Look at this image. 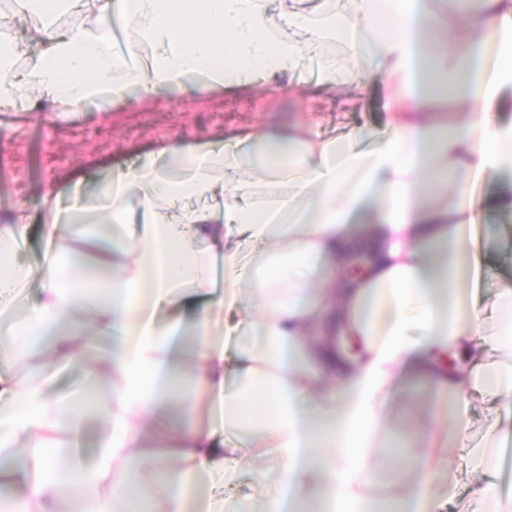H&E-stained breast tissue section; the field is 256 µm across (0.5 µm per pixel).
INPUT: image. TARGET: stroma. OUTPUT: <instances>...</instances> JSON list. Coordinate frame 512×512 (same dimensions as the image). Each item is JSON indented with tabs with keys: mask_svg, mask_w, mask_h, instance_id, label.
Here are the masks:
<instances>
[{
	"mask_svg": "<svg viewBox=\"0 0 512 512\" xmlns=\"http://www.w3.org/2000/svg\"><path fill=\"white\" fill-rule=\"evenodd\" d=\"M384 96L383 86L374 81L360 92L331 88L315 97L294 100L275 88L257 85L205 97L94 106L65 118L24 102L17 111L0 114V222L18 213L28 216V237L17 258L35 264L41 262L45 244L41 200L48 183L63 189L57 203L60 214H67L78 197L102 212L107 204L103 188L113 167L140 164L174 137L220 143L260 124L278 126L312 116L321 119V131L327 136L378 129L387 120ZM501 184L496 178L483 185L485 215L495 218L496 224L483 247L485 271L475 288L481 305L491 299L496 285L512 283V214L497 207ZM503 410L500 404L472 409L469 427L458 441L455 463L448 472L454 495L446 512H466L470 501L485 488L502 498L512 497V438L505 443L495 477L476 479L467 465L472 445Z\"/></svg>",
	"mask_w": 512,
	"mask_h": 512,
	"instance_id": "1",
	"label": "stroma"
}]
</instances>
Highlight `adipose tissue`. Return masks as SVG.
Masks as SVG:
<instances>
[{"mask_svg":"<svg viewBox=\"0 0 512 512\" xmlns=\"http://www.w3.org/2000/svg\"><path fill=\"white\" fill-rule=\"evenodd\" d=\"M0 0L38 50L0 31V112L33 105L67 116L102 102L159 94L234 91L262 80L280 90L315 60V88L386 90L384 129L323 136L316 122L259 126L222 144L177 139L157 158L118 165L108 184L111 266L95 296L59 263L17 262L28 226H0V310L21 311L24 333L0 336V483L6 512H355L377 501L381 468L393 474L388 512H442L451 494L449 448L476 402L512 401V285L477 308L470 284L488 228L472 183L512 172V123L495 100L512 89V0L446 14L430 0H354L337 36L372 58L369 75L318 52L304 0ZM121 17L123 50L112 46ZM224 188L217 209L183 206ZM144 217L129 229L131 205ZM92 205L46 225L72 252ZM40 296L25 305L23 288ZM201 301L191 336L160 309ZM234 326L217 331L221 311ZM115 333L111 354L87 364L111 382L94 401L106 429L93 464L60 462L84 429V400L50 398L30 382L28 354L46 365L84 362L85 333ZM247 342L228 352L226 335ZM441 396L431 421L388 404L404 370ZM179 425L152 444L170 403ZM471 469L501 465L495 417ZM391 449L376 460L374 449ZM250 474L253 500H217L208 479Z\"/></svg>","mask_w":512,"mask_h":512,"instance_id":"1","label":"adipose tissue"}]
</instances>
